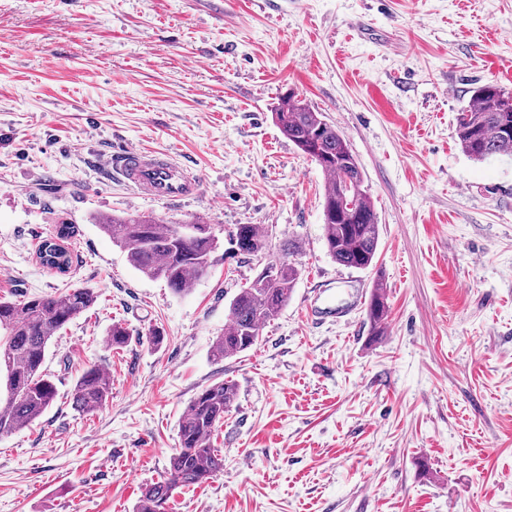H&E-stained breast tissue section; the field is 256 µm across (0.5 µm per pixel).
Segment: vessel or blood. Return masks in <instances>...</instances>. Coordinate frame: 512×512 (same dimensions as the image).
Instances as JSON below:
<instances>
[{
    "mask_svg": "<svg viewBox=\"0 0 512 512\" xmlns=\"http://www.w3.org/2000/svg\"><path fill=\"white\" fill-rule=\"evenodd\" d=\"M105 173L141 193L162 200H186L198 195L200 180L186 165L166 153L127 145L101 160Z\"/></svg>",
    "mask_w": 512,
    "mask_h": 512,
    "instance_id": "vessel-or-blood-1",
    "label": "vessel or blood"
}]
</instances>
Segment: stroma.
<instances>
[{
  "label": "stroma",
  "mask_w": 512,
  "mask_h": 512,
  "mask_svg": "<svg viewBox=\"0 0 512 512\" xmlns=\"http://www.w3.org/2000/svg\"><path fill=\"white\" fill-rule=\"evenodd\" d=\"M486 83L512 91V0H0V298L96 295L46 351L53 405L0 435V512H136L190 400L223 380L224 469L168 512H512V155L471 160L457 136ZM290 91L358 160L372 268L327 251V178L272 119ZM123 144L175 155L199 195L106 178ZM112 214L211 225L216 261L174 293L100 230ZM62 224L78 229L64 275L35 256ZM240 224L269 225L267 259L300 276L260 344L220 361L259 263L235 250ZM377 280L379 337L359 302ZM310 298L349 314L308 323ZM92 366L111 392L82 413ZM110 382L97 367L87 369L77 380L71 402L75 410L90 412L102 406L110 393Z\"/></svg>",
  "instance_id": "35a3bbf8"
}]
</instances>
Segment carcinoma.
<instances>
[{
	"label": "carcinoma",
	"mask_w": 512,
	"mask_h": 512,
	"mask_svg": "<svg viewBox=\"0 0 512 512\" xmlns=\"http://www.w3.org/2000/svg\"><path fill=\"white\" fill-rule=\"evenodd\" d=\"M273 118L288 140L330 178L322 203L329 254L346 267H372L379 247V224L346 139L296 94L284 98ZM457 135L462 151L475 161L512 155V104L490 85L478 87L458 115ZM350 187L358 188L351 214L344 204ZM97 224L127 253L135 270L164 281L177 294L185 291L189 278L205 275L214 263L218 240L212 232L187 236L182 224H163L138 215L101 216ZM233 242L239 254H262L268 247L269 228L265 224H238ZM71 264L68 251L48 250L43 256L42 266L59 273L68 272ZM298 277V268L284 260L270 278L241 289L230 303L224 333L213 345V357L222 360L257 346L264 325L288 305ZM94 301L90 288H71L23 303L0 299V325L8 332L5 341H0V373L5 374L7 391L5 401H0V435L34 422L52 405L56 387L43 369L48 345ZM367 314L372 335H383L388 305L379 281L371 292ZM128 342L129 332L120 325L112 326L109 345L120 349ZM109 393L108 378L99 368L91 367L72 390V406L79 412L93 411L104 404ZM236 395L233 383L220 381L202 389L189 402L179 421V448L169 458L166 476L145 487L137 512H166L175 489L202 484L224 469V460L212 448L211 440Z\"/></svg>",
	"instance_id": "carcinoma-1"
}]
</instances>
